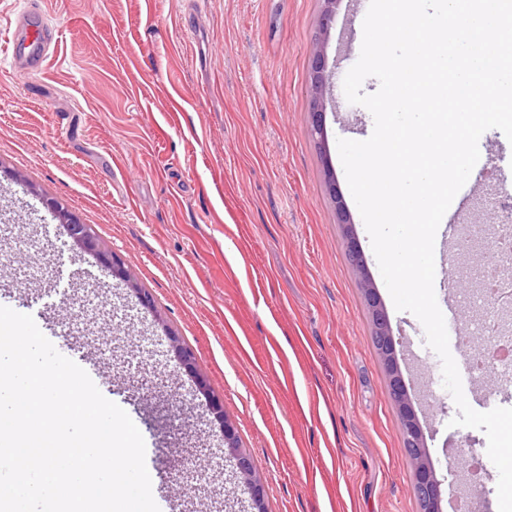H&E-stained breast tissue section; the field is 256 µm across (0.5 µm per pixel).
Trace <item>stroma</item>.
<instances>
[{"label": "stroma", "mask_w": 512, "mask_h": 512, "mask_svg": "<svg viewBox=\"0 0 512 512\" xmlns=\"http://www.w3.org/2000/svg\"><path fill=\"white\" fill-rule=\"evenodd\" d=\"M58 30L41 73L0 56V298L30 313L68 281L41 332L140 430L153 497L179 512H253L224 471V404L261 477L266 512H420L398 406L363 288L376 289L443 493L469 486L458 449L487 438L454 427L452 397L421 322L397 311L350 192L337 141H363L371 113L347 101L369 0H39ZM324 43L326 150L311 135L312 52ZM479 141L469 185L479 224H498L500 176ZM332 168L366 259L351 264L324 170ZM92 227L129 279L105 274L50 214ZM446 280L479 275L463 222ZM154 300L144 309L134 287ZM194 354L173 359L171 338ZM207 390L199 392L197 380ZM191 487L182 495L180 483Z\"/></svg>", "instance_id": "1"}]
</instances>
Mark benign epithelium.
Returning <instances> with one entry per match:
<instances>
[{"label":"benign epithelium","instance_id":"benign-epithelium-1","mask_svg":"<svg viewBox=\"0 0 512 512\" xmlns=\"http://www.w3.org/2000/svg\"><path fill=\"white\" fill-rule=\"evenodd\" d=\"M312 78L315 89L319 92L322 91L327 83L328 74L325 56L320 49L315 50L313 54ZM324 123L323 104L316 101L312 108V132L320 145L323 144L324 140ZM328 186L331 194L336 199L339 223L344 226L348 254L352 256L355 268L363 272L366 269L365 258L359 248L354 224L340 196L335 177L329 178ZM47 207L55 217L66 224L67 233L76 245L87 250L97 249L95 238L88 225L67 217L63 210L59 209L58 205L53 202L48 203ZM99 259L108 275L122 280L128 278L126 271L114 254L101 251L99 252ZM365 297L372 313L375 328L381 338L382 356L389 371L391 390L401 415L402 434L406 447L409 448V457L413 465L414 495L421 499L423 512H440L441 483L436 477L431 462L426 459L424 454V432L398 367L395 343L391 336L387 316L374 288H365ZM209 411L215 419L224 423L225 458L232 467V474L240 479L248 490L254 512H265L260 477L257 475L251 459L239 450L233 428L230 424L224 422L223 405L212 399L209 403Z\"/></svg>","mask_w":512,"mask_h":512}]
</instances>
